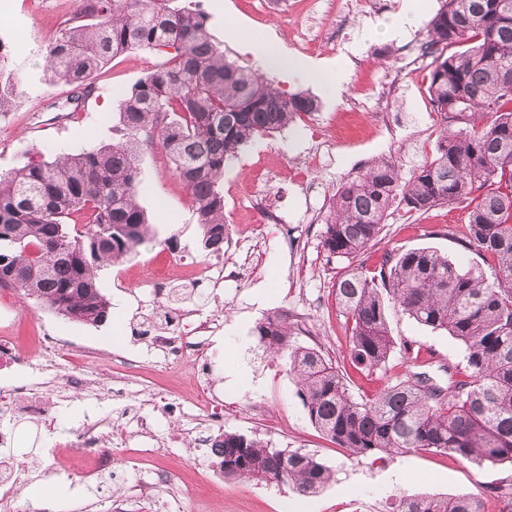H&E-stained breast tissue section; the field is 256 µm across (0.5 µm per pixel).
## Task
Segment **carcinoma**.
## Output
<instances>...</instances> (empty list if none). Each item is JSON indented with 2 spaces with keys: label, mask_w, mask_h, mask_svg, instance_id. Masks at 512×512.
I'll return each instance as SVG.
<instances>
[{
  "label": "carcinoma",
  "mask_w": 512,
  "mask_h": 512,
  "mask_svg": "<svg viewBox=\"0 0 512 512\" xmlns=\"http://www.w3.org/2000/svg\"><path fill=\"white\" fill-rule=\"evenodd\" d=\"M427 48L434 55L428 92L443 124L435 153L408 178L379 159L343 180L320 244L347 261L334 292L356 369L385 372L396 350L386 295L418 323L462 344L463 363L442 366L445 385L409 369L358 399L331 359L292 343L283 315L258 324L257 348L287 359L310 422L352 457L422 450L496 466L512 463V0H441ZM142 50L166 61L124 95L112 127L118 137L0 174V288L91 325L110 317L98 271L150 239L136 198L144 145L157 142L166 153L192 199L202 248L212 253L228 231L225 162L254 138L318 108L313 97L287 96L225 60L203 13L177 0H81L50 43L48 81L70 86L76 102L113 58ZM21 81L19 72L0 67V112L16 107ZM396 203L417 214L466 205L467 225L456 241L494 267V281L480 265L463 268L431 248L386 253L366 267L362 257ZM220 447L227 480L288 485L308 495L332 478L315 455L256 437L226 431ZM396 512L484 509L477 496H406Z\"/></svg>",
  "instance_id": "1"
}]
</instances>
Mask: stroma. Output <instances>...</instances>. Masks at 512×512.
<instances>
[{
    "instance_id": "1",
    "label": "stroma",
    "mask_w": 512,
    "mask_h": 512,
    "mask_svg": "<svg viewBox=\"0 0 512 512\" xmlns=\"http://www.w3.org/2000/svg\"><path fill=\"white\" fill-rule=\"evenodd\" d=\"M65 0H0V54L24 82L18 89L15 111L0 114V171L17 165L22 154L47 160L112 138L118 105L126 91L164 58L155 51H136L112 60L96 79L91 108H79L72 117H58L53 105L65 101L69 86L45 79L49 29H62L58 9ZM207 17V28L226 58L258 68L245 53L240 39L271 35L288 58L313 65L336 67L346 74L341 86L322 85L304 73L272 78L281 91L306 92L320 104L315 120L326 126L331 166L309 173L310 187L293 182L290 171L305 166L312 151L310 122H300L270 136L254 139L227 162L224 169V213L237 247L225 250L224 266L240 271L237 280L217 288L211 303H195L196 285L182 276L186 263L207 262L201 248V229L193 216L189 194L173 174L159 145L145 146L140 161L137 196L153 226L152 241L137 255L103 269L98 286L111 303V316L100 326L66 319L39 307L15 290L0 289V326L28 354L41 362L39 374L30 370L0 371V382L22 381L43 387L53 402V432L29 420H14L21 437L16 450L27 468L13 503V512H34L38 496L53 493L61 512H102L105 495L118 494L155 470H175L181 482L175 490L177 512H393L404 496L478 495L485 512H502L499 488L512 487V464L481 467L444 453L408 452L379 460L356 459L325 439L310 422L295 378L285 360L272 359L257 349L255 327L283 310L305 313L310 335L294 334L295 344L321 350L332 361L349 362L345 319L336 307L334 283L343 260L327 257L320 239L322 224L313 213L327 211L337 185L355 175L373 159L392 158L412 171L436 149L442 123L428 93L430 67L411 70L401 54L403 45L427 39V25L440 0H395V7L364 13L359 0H333L335 16L312 26L320 0H286L287 19L267 15L263 0H194ZM305 30L316 43L307 54L294 49L296 30ZM399 78L391 109L400 131L396 137L375 133L371 109L354 108L385 75ZM314 120V121H315ZM262 192L292 229L283 239V226L265 225L253 232L249 208L252 194ZM467 212L441 207L423 215L395 207L389 212L381 241L369 255L376 263L387 251L431 247L455 262L476 263L474 254L455 241ZM168 271L169 286L186 289L184 309L195 318L220 319L222 327L208 349L211 368L200 372L192 362L167 366L143 332L144 316L155 314L149 300L153 268ZM127 280H120V273ZM389 330L396 342L431 354L428 372L439 376V364L461 362L463 346L448 334L432 330L386 301ZM70 341L78 349L95 350V357L79 358L87 376L97 383L91 395L65 394V367L50 364L42 349L45 338ZM223 394L222 420L192 412L198 386ZM135 405L139 416L152 425L150 434L138 435L136 419L126 415ZM262 404L265 415L252 407ZM110 416L121 420L132 437L131 456H120L115 477L88 482L64 471L72 454L63 442L86 419ZM256 437L280 449L315 455L335 477L319 493L302 496L285 485L231 481L221 474L199 435L218 430Z\"/></svg>"
}]
</instances>
